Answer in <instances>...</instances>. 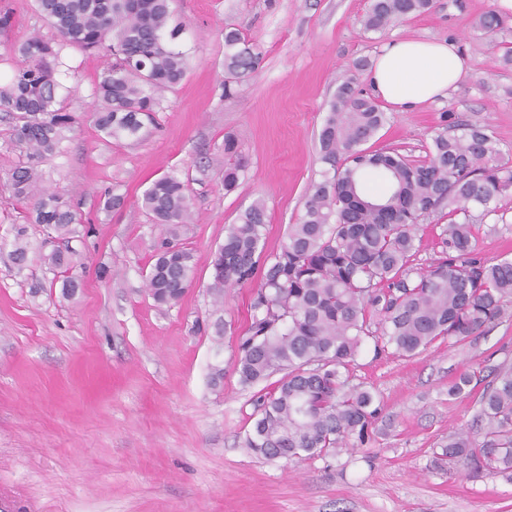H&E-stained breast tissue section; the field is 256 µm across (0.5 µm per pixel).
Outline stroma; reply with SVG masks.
Here are the masks:
<instances>
[{
    "instance_id": "stroma-1",
    "label": "stroma",
    "mask_w": 512,
    "mask_h": 512,
    "mask_svg": "<svg viewBox=\"0 0 512 512\" xmlns=\"http://www.w3.org/2000/svg\"><path fill=\"white\" fill-rule=\"evenodd\" d=\"M371 0H176L185 78L165 92L155 124L139 142L105 140L91 117L102 58L77 49L67 62L81 81L67 85L76 117L59 151L41 168L47 187L79 203L89 235L73 241L80 287L69 299L41 260L51 250L44 226L29 223L7 175L22 157L14 122L0 117V495L21 512H512V483L476 480L437 467L433 450L470 427L474 395L449 397L462 372L512 361V302L498 324L463 341L435 344L407 358L365 346L351 384L372 388L382 414L370 445L307 459L268 460L243 448L254 418L253 389L235 371L231 336L242 329L250 286L209 293L211 261L224 227L254 200L267 207V251L319 179L318 134L337 87L371 94L366 67L395 37L449 40L470 70L447 97L413 112L387 108L372 148L413 159L446 119L488 127L512 163V66L500 44L512 28L478 29L512 0H434L432 10L364 30ZM12 11L13 42L53 31L35 0H0ZM233 27L259 54L249 78L225 88L224 30ZM233 134L245 171L224 189V136ZM188 184L196 221L186 237L195 281L180 301L157 307L145 288L153 246L142 195L163 174ZM123 196L107 212L104 190ZM486 218L475 249L512 258V193ZM27 228L28 260L10 257L16 226Z\"/></svg>"
}]
</instances>
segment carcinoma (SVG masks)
<instances>
[{
    "mask_svg": "<svg viewBox=\"0 0 512 512\" xmlns=\"http://www.w3.org/2000/svg\"><path fill=\"white\" fill-rule=\"evenodd\" d=\"M172 0H36L55 31L34 35L19 47L7 43L12 13L0 8V46L17 57L8 83L0 85V111L17 123L24 159L8 174L13 196L31 205L63 247L42 256L49 270L65 274L62 294L78 288L72 239L82 215L77 206L41 186L36 164L59 148L75 118L59 96L61 78L78 80L63 51L77 48L108 58L93 88L94 125L110 139L138 140L148 132L160 98L187 73L188 56L175 47L182 27L173 23ZM432 0H372L364 19L369 31L426 13ZM512 17L486 13L479 28L495 34ZM259 57L235 28L224 32V67L241 80ZM378 102L339 85L319 133L321 179L307 192L304 211L288 225L286 242L266 252V208L254 201L224 227L215 251L213 304L224 289L259 280L249 298V321L235 336V369L244 387L280 378L254 394L253 428L244 447L266 459L327 456L354 440L373 438L381 406L360 384H349L350 366L363 345L413 357L438 341H463L499 321L512 298V260L489 262L475 252L476 224L498 215V200L512 191V167L499 161L487 128L464 120L431 136L422 160L367 144L387 123ZM238 144L224 135V189L234 190L244 172ZM377 174L388 194L365 192L363 179ZM143 207L164 236L154 248L146 288L159 306L177 303L195 279L191 249L181 241L193 223L187 184L175 173L154 180ZM447 212L448 223L430 231L438 253L428 267L417 263L422 221ZM25 228H16L11 257L28 259ZM459 375L448 396L483 385L476 435H448L439 458L468 475L512 483V363Z\"/></svg>",
    "mask_w": 512,
    "mask_h": 512,
    "instance_id": "1",
    "label": "carcinoma"
}]
</instances>
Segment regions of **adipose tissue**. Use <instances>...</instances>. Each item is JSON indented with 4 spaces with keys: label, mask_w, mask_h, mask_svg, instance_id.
I'll return each instance as SVG.
<instances>
[{
    "label": "adipose tissue",
    "mask_w": 512,
    "mask_h": 512,
    "mask_svg": "<svg viewBox=\"0 0 512 512\" xmlns=\"http://www.w3.org/2000/svg\"><path fill=\"white\" fill-rule=\"evenodd\" d=\"M467 68V57L453 43L395 38L383 47L367 80L384 102L409 112L446 97Z\"/></svg>",
    "instance_id": "1"
}]
</instances>
